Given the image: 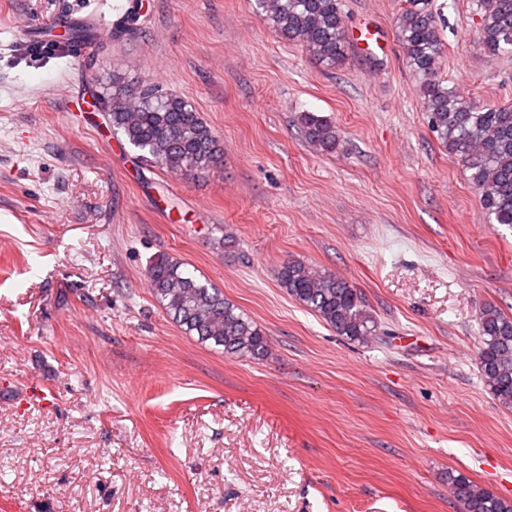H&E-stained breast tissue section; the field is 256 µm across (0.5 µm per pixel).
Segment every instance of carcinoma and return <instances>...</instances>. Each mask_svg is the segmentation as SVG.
I'll use <instances>...</instances> for the list:
<instances>
[{
    "label": "carcinoma",
    "instance_id": "cac0c4a2",
    "mask_svg": "<svg viewBox=\"0 0 512 512\" xmlns=\"http://www.w3.org/2000/svg\"><path fill=\"white\" fill-rule=\"evenodd\" d=\"M276 35L297 44L328 66L344 58L342 0H256ZM481 22L477 38L491 56H512V0H473ZM140 19L132 6L114 36L132 31ZM407 64L423 77L421 100L437 139L457 156L489 219L512 226V107L478 106L438 78L443 49L430 0H408L397 18ZM112 132L176 172L206 170L221 162L220 143L200 113L184 98L112 76L102 87ZM307 142L322 151L338 143L335 124L306 113ZM279 283L296 302L314 312L346 339L364 343L378 324L361 292L324 269L298 260L285 262ZM148 286L169 318L189 336L227 355L261 360L268 341L257 324L212 284L185 272L161 254L147 271ZM480 320V368L490 393L512 408V317L494 305ZM458 512H512V503L479 487L465 475L448 474Z\"/></svg>",
    "mask_w": 512,
    "mask_h": 512
}]
</instances>
